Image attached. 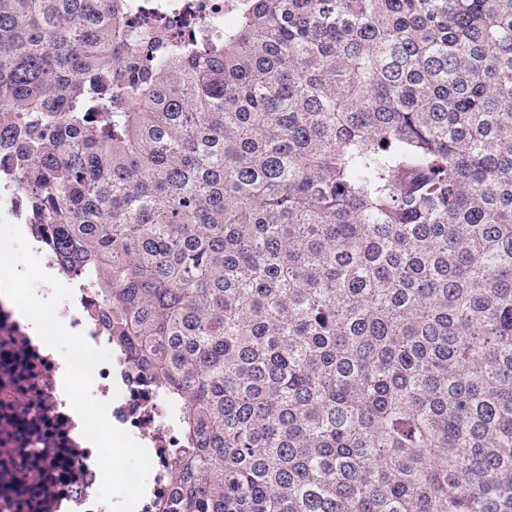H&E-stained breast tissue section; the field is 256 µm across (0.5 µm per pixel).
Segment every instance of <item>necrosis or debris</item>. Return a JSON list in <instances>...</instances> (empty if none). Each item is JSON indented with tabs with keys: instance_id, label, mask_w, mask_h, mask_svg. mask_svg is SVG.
<instances>
[{
	"instance_id": "obj_1",
	"label": "necrosis or debris",
	"mask_w": 512,
	"mask_h": 512,
	"mask_svg": "<svg viewBox=\"0 0 512 512\" xmlns=\"http://www.w3.org/2000/svg\"><path fill=\"white\" fill-rule=\"evenodd\" d=\"M0 215L20 225L43 268L71 286V300L57 309L65 327L110 349L112 338L93 311L90 288L59 270L36 226L23 223L19 201L2 186ZM36 337L18 307L0 296V512H109L97 500V453L64 390L65 361ZM91 393L108 402L111 423L147 449L152 471L136 512H155L157 500L169 494L173 454L182 446L166 400L116 353L97 367Z\"/></svg>"
}]
</instances>
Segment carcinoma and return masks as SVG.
Wrapping results in <instances>:
<instances>
[{
    "instance_id": "carcinoma-1",
    "label": "carcinoma",
    "mask_w": 512,
    "mask_h": 512,
    "mask_svg": "<svg viewBox=\"0 0 512 512\" xmlns=\"http://www.w3.org/2000/svg\"><path fill=\"white\" fill-rule=\"evenodd\" d=\"M0 0V179L184 440L159 512H512V0Z\"/></svg>"
}]
</instances>
